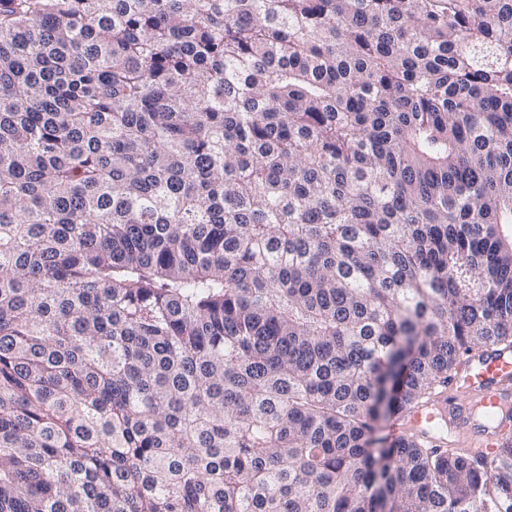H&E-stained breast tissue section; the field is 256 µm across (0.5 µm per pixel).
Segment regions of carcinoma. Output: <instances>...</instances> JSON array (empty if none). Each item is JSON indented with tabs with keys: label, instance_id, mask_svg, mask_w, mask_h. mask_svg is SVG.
Segmentation results:
<instances>
[{
	"label": "carcinoma",
	"instance_id": "carcinoma-1",
	"mask_svg": "<svg viewBox=\"0 0 512 512\" xmlns=\"http://www.w3.org/2000/svg\"><path fill=\"white\" fill-rule=\"evenodd\" d=\"M485 345L512 0H0V512H512ZM481 408L492 409V417L478 419L476 412ZM437 415L448 427L447 436L434 435L440 446L487 456L507 446L512 438V353L476 349L460 362L446 392L411 414L392 418L391 435L401 440L414 428L427 429Z\"/></svg>",
	"mask_w": 512,
	"mask_h": 512
}]
</instances>
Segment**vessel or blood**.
<instances>
[{
    "mask_svg": "<svg viewBox=\"0 0 512 512\" xmlns=\"http://www.w3.org/2000/svg\"><path fill=\"white\" fill-rule=\"evenodd\" d=\"M482 408L492 409V417L478 419L476 412ZM438 417L448 427L447 435L436 438L440 446L490 456L511 443L512 353H498L490 347L476 349L461 361L446 392L412 413L394 416L390 432L399 440L412 429L429 428Z\"/></svg>",
    "mask_w": 512,
    "mask_h": 512,
    "instance_id": "obj_1",
    "label": "vessel or blood"
}]
</instances>
